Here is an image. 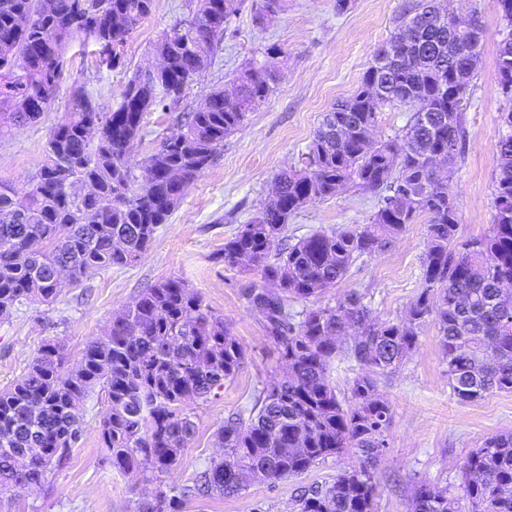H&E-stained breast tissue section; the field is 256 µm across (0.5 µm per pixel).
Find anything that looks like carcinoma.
<instances>
[{
  "instance_id": "cac0c4a2",
  "label": "carcinoma",
  "mask_w": 512,
  "mask_h": 512,
  "mask_svg": "<svg viewBox=\"0 0 512 512\" xmlns=\"http://www.w3.org/2000/svg\"><path fill=\"white\" fill-rule=\"evenodd\" d=\"M154 2L0 0V136L41 118L44 110L18 104L45 85L59 87L73 42L93 44L112 69L122 65L127 37ZM245 3L187 0L156 46L168 56L161 71L145 79L133 73L114 108L76 90L28 187L19 192L0 183L1 317L26 302L55 303L61 264L77 283L103 267L135 263L181 202L180 181L211 166L224 137L273 92L277 71L253 60L235 74L233 98L212 88L175 117L179 131L134 172L129 151L146 135V114L186 96L217 54L229 17ZM284 10L285 0H251L259 25ZM50 33L57 37L52 58L42 51ZM482 36L480 27L448 26L434 0H414L385 43L389 51L377 52L356 92L324 115L308 146L312 162L281 172L271 202L224 240L225 267L246 264L260 275L244 297L261 314L288 372L258 397L248 418L238 414L218 429L224 457L177 495L158 486L137 512H176L186 494L231 495L256 471L285 480L349 448L361 454V465L302 494L296 512H376L375 470L392 418L377 378L403 363L430 320L459 401L512 392V294L502 288L512 284V109L501 113L504 132L495 145L493 224L459 241L458 209L448 198V179L464 159L462 102ZM497 74L500 93L511 100V38L499 48ZM387 105L413 113L402 133L375 143L368 135ZM437 156L446 168L436 176ZM347 182L377 197L369 223L288 242L289 219ZM420 214L429 218L423 287L402 317L380 319L357 292L334 306L291 311V301L315 298L343 280L356 261L386 249ZM346 336L351 343L339 344ZM339 356L362 370L347 406L330 379ZM243 360L224 318L179 277L147 288L104 336L89 340L76 371L68 369L70 355L60 343H44L26 374L0 390V495L18 484L39 490L48 469L65 462L83 433L74 401L97 387L106 397L98 429L112 467L125 474L168 471L195 435L192 405L219 396ZM463 475L459 498L416 486L410 512H512V432L473 449Z\"/></svg>"
}]
</instances>
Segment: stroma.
Instances as JSON below:
<instances>
[{
    "instance_id": "35a3bbf8",
    "label": "stroma",
    "mask_w": 512,
    "mask_h": 512,
    "mask_svg": "<svg viewBox=\"0 0 512 512\" xmlns=\"http://www.w3.org/2000/svg\"><path fill=\"white\" fill-rule=\"evenodd\" d=\"M409 0H349L337 11L336 0H288L286 11L257 27L250 10L232 16L213 64L174 111L155 110L145 118L147 134L130 150L133 166L175 132L176 112L192 108L211 88H231L235 72L249 61H272L280 79L268 99L244 126L224 139L213 164L196 180L160 225L151 246L127 267L98 271L79 283H65L52 306L22 304L0 320V390L26 373L39 346L55 341L70 355L103 335L113 317L131 306L141 292L163 279L183 278L205 305L223 317L240 343L244 363L225 381L219 397L194 409L196 433L180 461L168 473L125 475L112 468L98 432L105 395L96 390L80 406L83 433L66 462L52 467L40 492L15 489L0 496V512H136L150 500L158 483L183 487L223 455L217 431L233 413L249 414L261 392L286 371L277 347L264 334L260 314L241 295L256 272L225 269L224 241L240 224L256 216L271 196L275 175L296 167L323 116L336 101L348 98L378 47L400 21ZM483 29L475 75L466 94L467 151L448 191L458 207L460 238L482 235L493 220V188L498 171L495 144L501 112L512 102L497 83L499 45L508 32L496 0H462ZM185 0H155L151 15L132 31L123 63L111 70L91 50L72 44L63 56L64 79L40 121L0 136V182L25 189L44 159L52 127L63 120L75 89L98 103L119 102L126 81L139 67L155 62V47L184 9ZM375 201L353 185L302 209L288 222L297 240L317 231L368 223ZM427 215L381 253L358 261L341 282L311 299V306L333 305L348 292L361 294L380 318L403 315L421 290L420 260L427 243ZM434 322L422 326L414 350L399 370L379 379L378 392L392 409L387 448L377 466L378 512H409L415 481L457 492L468 453L504 430H512V392L462 403L454 397ZM356 449L327 458L309 471L277 483L263 477L249 481L234 496L182 498L181 512H294L301 491L332 481L360 465Z\"/></svg>"
}]
</instances>
